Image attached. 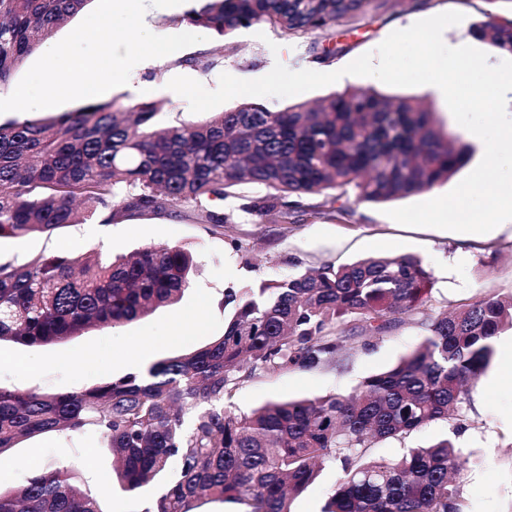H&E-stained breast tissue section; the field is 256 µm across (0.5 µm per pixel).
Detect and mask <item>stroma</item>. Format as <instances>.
<instances>
[{
  "mask_svg": "<svg viewBox=\"0 0 512 512\" xmlns=\"http://www.w3.org/2000/svg\"><path fill=\"white\" fill-rule=\"evenodd\" d=\"M447 11L464 15L460 24L444 31L445 38L457 41L468 38L472 24L487 15L512 16V5L507 0H429L419 6L415 0H404L378 16L358 21L355 30H348L343 22L336 24L334 39L347 44L349 50L321 65L314 60L313 46L321 39L317 33L290 37L265 23L238 28L224 38L211 33L204 44L181 49L161 66L141 73V80L150 86L143 99L162 103L161 122H194L198 116L188 102L172 98L168 92L173 77L187 76L212 90L221 74L245 78L267 71L277 62L294 71L318 66L331 72L374 51L392 31ZM228 46L233 47V54H225ZM196 57L215 59L216 64L202 69L193 65ZM348 83L388 96L421 99L445 127L455 132L460 129L431 86L394 87L360 76L350 77ZM452 188L448 182L432 192L389 202H354L346 215L307 214L293 224H261L241 213L234 223L217 229L193 223L191 205L182 203L171 215H134L118 224L90 221L50 235L1 238L2 264H20L42 253H129L155 243L189 248L196 256L197 268L181 302L147 317L114 328H93L54 345L1 343L0 387L65 393L143 371L156 361L223 335L225 288L257 286L325 264H349L374 255H411L421 260L433 277L429 306L435 312L456 310L485 295H512L511 230L474 234L410 227L388 215L389 210L442 196ZM145 336L156 337L157 342L143 351L139 344ZM421 339V330L412 323L369 341L359 329L349 330L348 350L339 366L261 374L239 388L231 403L238 411L247 412L271 400L350 393L365 377L397 362ZM500 362V355H493L461 404L465 425L456 443L463 452L483 459L481 466L461 473L468 512H512V383L502 378ZM11 457V462L0 464V489L4 491L20 487L35 471L59 465L79 470L81 486L97 494L104 512H142L157 490L152 484L130 494L113 487L112 455L105 440L92 433H49L25 439L12 450Z\"/></svg>",
  "mask_w": 512,
  "mask_h": 512,
  "instance_id": "35a3bbf8",
  "label": "stroma"
}]
</instances>
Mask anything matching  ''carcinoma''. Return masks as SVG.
Wrapping results in <instances>:
<instances>
[{
	"label": "carcinoma",
	"instance_id": "obj_1",
	"mask_svg": "<svg viewBox=\"0 0 512 512\" xmlns=\"http://www.w3.org/2000/svg\"><path fill=\"white\" fill-rule=\"evenodd\" d=\"M393 0H198L173 19L224 37L255 23L289 36L325 34L373 17ZM90 0H0V88L56 28ZM470 35L512 54V19ZM155 102L89 101L51 118L0 121V238L50 235L81 220L118 223L184 202L195 223L222 228L235 212L286 224L311 201L385 202L429 192L470 160L461 134L412 97L348 87L318 103L271 111L243 102L193 122L161 125ZM257 184L236 210L219 203ZM196 267L191 250L146 244L130 256L37 254L0 263V342L45 346L91 327H116L179 302ZM432 275L412 256L224 289V334L146 371L66 393L0 388V460L22 438L94 431L108 442L112 477L134 493L161 480L145 512H291V496L327 467L341 475L322 512H467L460 475L471 459L443 437L385 461L372 451L438 420L463 427L458 405L512 328V297H483L450 314L428 311ZM415 322L423 339L348 396L224 406L261 372L339 365L344 325L381 336ZM0 512H104L62 465L0 491Z\"/></svg>",
	"mask_w": 512,
	"mask_h": 512
}]
</instances>
